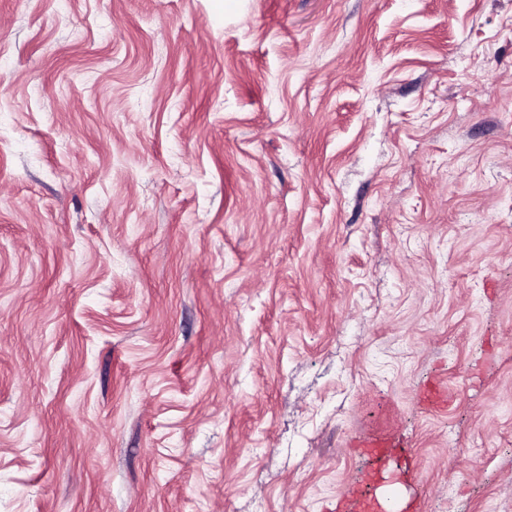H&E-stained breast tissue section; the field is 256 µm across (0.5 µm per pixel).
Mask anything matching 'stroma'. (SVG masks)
Listing matches in <instances>:
<instances>
[{"mask_svg":"<svg viewBox=\"0 0 512 512\" xmlns=\"http://www.w3.org/2000/svg\"><path fill=\"white\" fill-rule=\"evenodd\" d=\"M362 492L512 512V0H0V512Z\"/></svg>","mask_w":512,"mask_h":512,"instance_id":"1","label":"stroma"}]
</instances>
